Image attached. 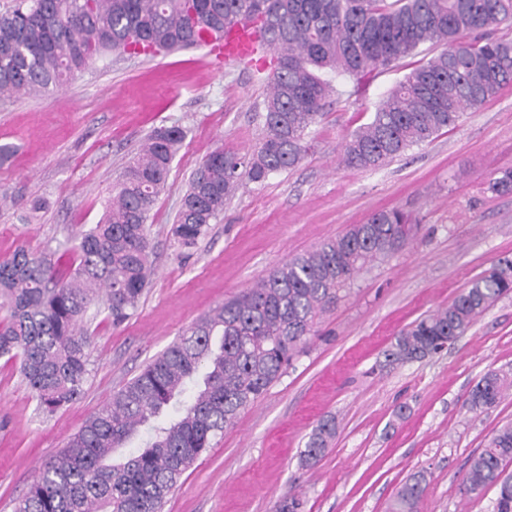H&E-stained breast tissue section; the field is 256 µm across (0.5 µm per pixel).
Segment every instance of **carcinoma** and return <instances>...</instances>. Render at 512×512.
Returning a JSON list of instances; mask_svg holds the SVG:
<instances>
[{
    "mask_svg": "<svg viewBox=\"0 0 512 512\" xmlns=\"http://www.w3.org/2000/svg\"><path fill=\"white\" fill-rule=\"evenodd\" d=\"M239 21L262 40L250 57L268 83L262 138L246 160L217 148L195 169L172 230L184 247L206 233L242 178L262 182L304 160L309 129L334 92L329 74L360 81L425 45L440 48L346 139L339 164L352 169L382 167L512 85V39L489 36L512 26V0H30L0 15V97L47 93L112 53L156 57L199 47L200 31ZM184 139L175 126L147 137L101 219L64 248L69 260L23 247L0 258V358L19 362L40 411L53 413L82 395L94 341L89 310L104 306L114 325L136 311L152 274L149 212ZM488 189L511 195L512 169L491 175ZM411 232L404 212H375L193 322L90 415L42 466L14 512H161L212 440L285 373L317 315L336 305L367 264L402 249ZM510 294L512 258L503 257L448 305L401 330L385 363L437 353ZM511 390L512 373L488 371L463 406L482 413ZM171 404L175 415L153 423ZM144 429L145 447L115 458ZM337 431L335 416L322 418L299 452L301 466L315 467ZM510 463L512 422L470 456L458 494L475 503L494 488L492 512H512ZM428 487L425 471L410 474L389 512H418Z\"/></svg>",
    "mask_w": 512,
    "mask_h": 512,
    "instance_id": "carcinoma-1",
    "label": "carcinoma"
}]
</instances>
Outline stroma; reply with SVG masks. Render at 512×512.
<instances>
[{"label": "stroma", "instance_id": "35a3bbf8", "mask_svg": "<svg viewBox=\"0 0 512 512\" xmlns=\"http://www.w3.org/2000/svg\"><path fill=\"white\" fill-rule=\"evenodd\" d=\"M427 59L402 58L358 88L335 79L339 93L310 130L307 158L266 181H242L190 248L175 243L171 228L192 173L215 148L247 158L259 143L267 86L251 67L213 61L202 49L115 55L62 89L0 98V145L12 148L0 156V193L11 199L0 208V256L20 245L56 250L97 223L137 145L159 127L186 132L149 213L150 285L120 326L93 321L81 397L42 414L18 363L0 359V512H13L39 465L184 327L289 256L389 209L417 221L415 237L372 262L320 314L287 372L184 473L162 512H275L289 491L303 512H386L399 485L421 469L430 488L419 512H491L495 490L469 505L457 484L468 457L512 421V391L478 415L463 402L484 373L512 370V296L437 354L388 366L383 353L409 323L447 305L493 261L512 257V195L486 190L492 173L512 168V86L379 169L338 163L343 142L368 123L380 98ZM38 199L45 206L36 211ZM402 403L411 412L394 421ZM328 413L339 422L336 440L316 467L301 468L299 451Z\"/></svg>", "mask_w": 512, "mask_h": 512}]
</instances>
